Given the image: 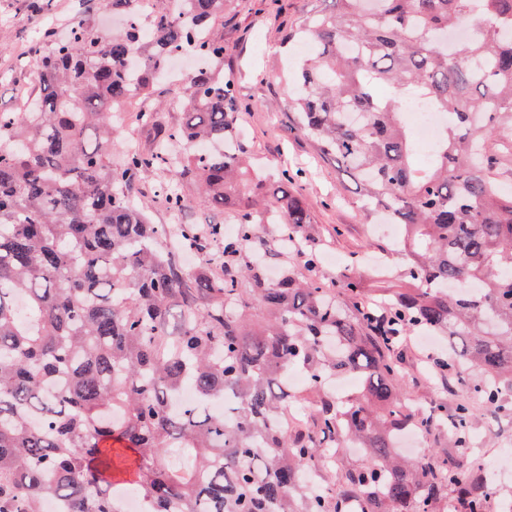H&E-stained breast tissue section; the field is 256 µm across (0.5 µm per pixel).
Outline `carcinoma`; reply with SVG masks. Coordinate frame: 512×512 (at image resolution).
<instances>
[{
    "label": "carcinoma",
    "mask_w": 512,
    "mask_h": 512,
    "mask_svg": "<svg viewBox=\"0 0 512 512\" xmlns=\"http://www.w3.org/2000/svg\"><path fill=\"white\" fill-rule=\"evenodd\" d=\"M105 2L126 26L107 37L78 16L68 39L45 37L35 111L0 113V512H42L49 497L125 512L120 475L147 512H435L448 496L455 512H490L464 455L414 463L394 445L412 426L466 448L469 401L512 388V0H321L288 31L311 46L288 122L355 184L366 217L406 227L404 286L377 302L344 276L347 308L316 274L296 176L272 183L245 164L233 77L188 74L187 120L112 167V108L148 96L184 50L223 59L213 28L227 0H177L187 19L162 7L147 34L141 0ZM462 21L477 36L441 40ZM408 97L447 116L427 166ZM159 168L166 205L188 204L190 179L197 203L233 208L231 235L174 229L199 255L193 269L130 199L133 178ZM261 224L277 225L273 241ZM294 242L295 265L269 279L252 252L276 258ZM416 332L448 335L457 365L479 374L451 415L399 392L398 337ZM291 366L307 373L306 421L288 407ZM347 374L362 388L339 401L328 380ZM351 443L366 462L308 487L324 453Z\"/></svg>",
    "instance_id": "carcinoma-1"
}]
</instances>
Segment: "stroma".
<instances>
[{"label": "stroma", "instance_id": "1", "mask_svg": "<svg viewBox=\"0 0 512 512\" xmlns=\"http://www.w3.org/2000/svg\"><path fill=\"white\" fill-rule=\"evenodd\" d=\"M97 2L51 0L49 9L37 11L31 0H0V36L6 40L0 48V113L26 110L18 89L34 84L45 30L65 37L70 17L81 12L102 30L112 31V18L98 16ZM311 6V0H231L223 23L214 28L224 42V58L210 68L216 76L236 79L237 130L254 168L273 181L285 171L297 174L296 189L310 211L309 232L317 245L320 277L332 282L337 273H351L368 291L396 288L405 256L391 251L382 225L363 217L353 185L338 179L335 163L317 153L284 110L297 51L285 36ZM173 93L163 83L149 97L122 106L127 146L150 151L164 131L183 122L184 109L171 105ZM150 109L157 114V125L141 127L135 115ZM401 355L405 375L400 387L417 408L434 403L455 408L462 390L458 370H439L427 362V352L415 336L408 338ZM470 433L472 457L488 488L496 499L512 501V392L501 407H479Z\"/></svg>", "mask_w": 512, "mask_h": 512}]
</instances>
